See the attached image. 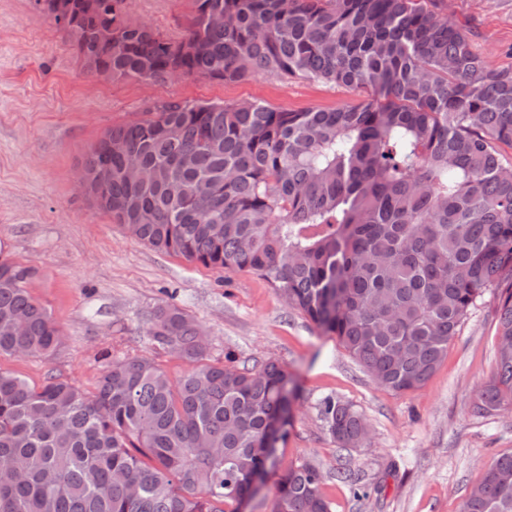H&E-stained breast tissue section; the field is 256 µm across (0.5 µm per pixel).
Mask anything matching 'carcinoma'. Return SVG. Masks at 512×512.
I'll use <instances>...</instances> for the list:
<instances>
[{"mask_svg": "<svg viewBox=\"0 0 512 512\" xmlns=\"http://www.w3.org/2000/svg\"><path fill=\"white\" fill-rule=\"evenodd\" d=\"M93 2L55 21L90 74L261 73L368 93L334 110L156 104L85 160L115 223L158 251L259 275L394 392L427 382L488 293L497 366L474 411L512 408V159L500 151L512 148V69L490 68L467 24L435 0H193L175 39L132 22L127 0ZM33 275L0 258V355L62 343ZM150 321L154 342L193 365L181 378L114 359L87 394L0 370V512H239L252 475L274 470L271 429L283 441L293 420L288 370L206 361L204 329L175 305ZM320 414L344 446L368 432L339 400ZM322 480L309 464L281 473L273 512H331ZM461 512H512V452Z\"/></svg>", "mask_w": 512, "mask_h": 512, "instance_id": "1", "label": "carcinoma"}]
</instances>
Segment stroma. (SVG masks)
<instances>
[{
    "label": "stroma",
    "instance_id": "1",
    "mask_svg": "<svg viewBox=\"0 0 512 512\" xmlns=\"http://www.w3.org/2000/svg\"><path fill=\"white\" fill-rule=\"evenodd\" d=\"M437 9L473 27L491 68L512 69V0H442ZM127 12L132 22L177 38L192 2L127 0ZM168 100H259L301 111L360 97L332 84L261 74L234 82L97 79L34 0H0V256L35 269L29 293L63 334L51 358L4 354L0 369L33 385L55 375L90 393L104 356H144L180 378L188 363L149 334L151 311L173 304L204 328L211 358L229 353L241 367L274 360L292 377L293 426L277 449L275 473L245 512H272L278 473L304 462L321 471L332 512H460L486 466L512 451V409L473 411L496 368L492 299L471 310L423 387L396 393L377 385L335 336L259 276L206 267L130 237L80 192L75 174L109 130ZM329 397L364 417L365 446L344 447L329 435L320 415ZM345 470L355 481L342 479Z\"/></svg>",
    "mask_w": 512,
    "mask_h": 512
}]
</instances>
